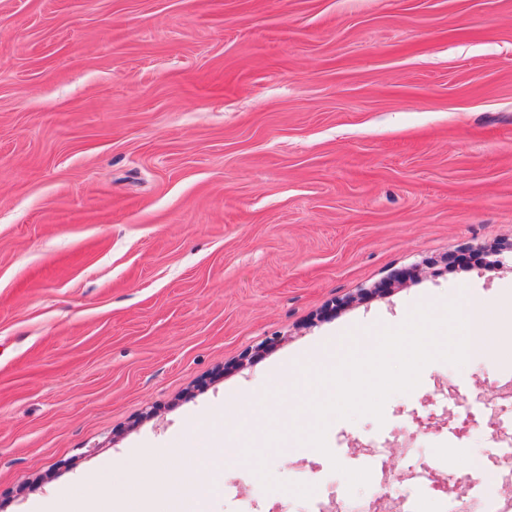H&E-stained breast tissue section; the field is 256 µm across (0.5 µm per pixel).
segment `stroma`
<instances>
[{
    "label": "stroma",
    "mask_w": 512,
    "mask_h": 512,
    "mask_svg": "<svg viewBox=\"0 0 512 512\" xmlns=\"http://www.w3.org/2000/svg\"><path fill=\"white\" fill-rule=\"evenodd\" d=\"M511 243L512 0H0V512H118L177 446L201 512H495L505 352L267 450L313 498L224 448L310 426L343 336L511 311Z\"/></svg>",
    "instance_id": "obj_1"
}]
</instances>
